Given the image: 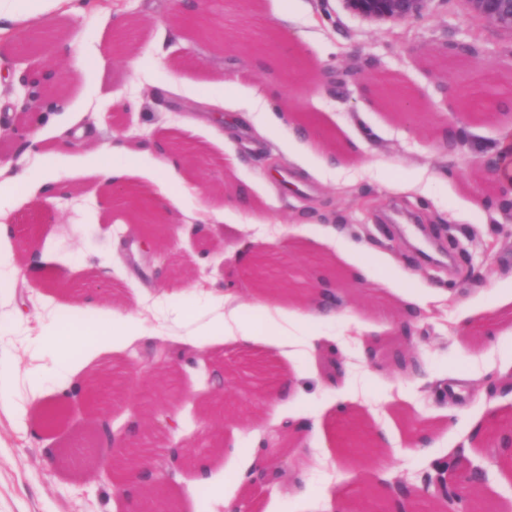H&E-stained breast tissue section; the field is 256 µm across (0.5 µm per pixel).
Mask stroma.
<instances>
[{"mask_svg": "<svg viewBox=\"0 0 512 512\" xmlns=\"http://www.w3.org/2000/svg\"><path fill=\"white\" fill-rule=\"evenodd\" d=\"M223 29L213 40L173 23V0H86L80 13L66 0L44 16H0V76L10 70L52 68L64 77L66 109L39 122L36 135L55 157L51 196L21 194L0 208V512H120L106 477L81 478L54 463L48 447L86 445L84 403L72 393L102 368L112 372L113 430L133 420L146 427L142 443L154 458L175 445L200 448L209 481L196 485L197 466H176L168 482L179 512L195 498L226 512L233 497L248 512H329L330 498L358 507V493L404 478L419 485L454 459L482 465L486 479L460 495L490 512H512V468L485 435L495 423L512 430V205L496 204L497 175L479 164L503 138H512V32L483 19L468 0H422L415 18L375 20L347 0H203ZM134 23L129 49L115 50L119 20ZM280 42L259 54L244 40L253 25ZM56 38L38 51L21 45L35 30ZM238 76L225 89L226 73ZM380 73L406 87L416 110L404 118L358 85ZM230 94L255 110L291 101L294 116L268 128L260 143L250 130L217 139L199 125L172 154L183 118L204 99ZM129 103L114 111L116 101ZM9 83L0 79V175L38 168L16 133ZM313 119V140L297 139L296 115ZM459 126L464 143L442 134ZM89 127L94 140L76 144L65 129ZM113 162L135 157L138 174L124 186H150L166 169L171 181H192L189 196L166 201L159 254L136 255V219L115 207L106 184L83 178L103 153ZM334 154L342 174L300 179L301 166L320 167ZM235 166H227V158ZM415 181L407 194L397 181ZM245 192L251 213L235 210ZM264 216L261 224L252 215ZM343 234L342 246L324 236ZM33 240L57 280L35 288L20 266ZM274 268L314 282L323 259L346 275L340 319L319 327V339L269 309L255 322L258 344H213L196 329L222 315L225 300L244 307L264 295L245 273L254 254ZM429 304L412 322L419 375H401L387 352L410 303ZM120 310L137 327L119 351L104 349L82 370L57 371V355L41 335L78 310ZM287 326L291 361L268 332ZM377 350L368 358L366 346ZM165 365L150 363L156 347ZM224 367V420L208 421L214 397L208 378ZM289 372V396L261 403L268 379ZM462 373L457 395L448 376ZM40 379L51 397L66 396L67 422L47 427L27 385ZM158 385L178 427L151 424L155 407L143 393ZM366 431L382 444L364 455L341 447L342 427ZM434 445L414 452L416 433ZM254 448L264 481L235 484L245 467L238 450Z\"/></svg>", "mask_w": 512, "mask_h": 512, "instance_id": "1", "label": "stroma"}]
</instances>
